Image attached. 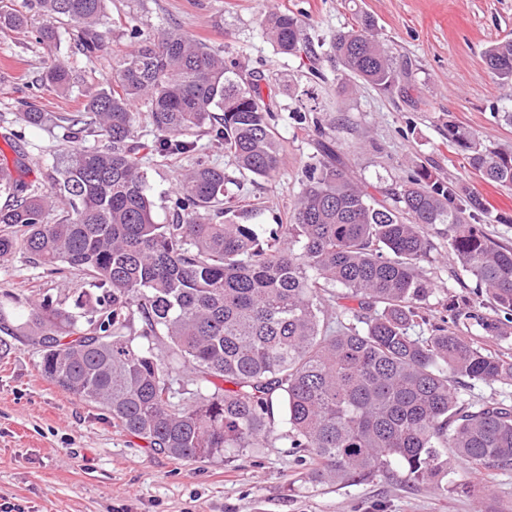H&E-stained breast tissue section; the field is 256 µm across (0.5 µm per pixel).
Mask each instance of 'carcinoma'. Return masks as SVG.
Here are the masks:
<instances>
[{"label":"carcinoma","mask_w":512,"mask_h":512,"mask_svg":"<svg viewBox=\"0 0 512 512\" xmlns=\"http://www.w3.org/2000/svg\"><path fill=\"white\" fill-rule=\"evenodd\" d=\"M106 2L0 0V30L22 31L39 16V42L52 45L56 23L70 21L76 48L91 58L102 48ZM260 27L277 52L312 59L296 15L272 10ZM129 37L136 46L118 58L107 87L86 91L83 110L25 104L19 112L31 126L62 129L67 146L48 173L50 192L0 175V225L10 227L0 233V258L21 251L49 275L77 269L93 291L70 302L46 294L15 325L9 305L20 299L7 294L0 328L38 349L53 384L175 459L226 460L266 447L279 403L282 438L316 483L358 484L395 461L407 481L444 495L450 448L474 468L511 466L512 407L472 406L458 390L462 378L512 386V357L460 330L469 323L504 336L512 323V248L467 221L488 214L483 200L461 203L453 183L421 167L389 207L348 180L329 139L303 172L290 223L264 240L253 223L261 207L232 203L229 185L238 181L202 160L177 183L173 222L157 224L134 105L147 108L153 153H192L204 134L241 176L269 179L282 162L277 93L262 84L264 73L242 79L223 50L177 28L144 40L134 28ZM330 47L350 77L408 96L407 74L370 15L356 14ZM485 62L512 85L511 39L492 45ZM70 81L56 60L38 87L61 93ZM88 136L97 142L68 146ZM448 142L484 180L512 185V151L483 145L461 125L448 126ZM56 197L67 214L51 222ZM433 224L450 225V249L503 318L456 295L446 317L422 311L432 289L418 263ZM176 380L194 386L188 400L177 399ZM475 497L483 512H498L487 487Z\"/></svg>","instance_id":"cac0c4a2"}]
</instances>
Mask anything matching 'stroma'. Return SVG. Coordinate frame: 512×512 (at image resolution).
Returning a JSON list of instances; mask_svg holds the SVG:
<instances>
[{
    "instance_id": "stroma-1",
    "label": "stroma",
    "mask_w": 512,
    "mask_h": 512,
    "mask_svg": "<svg viewBox=\"0 0 512 512\" xmlns=\"http://www.w3.org/2000/svg\"><path fill=\"white\" fill-rule=\"evenodd\" d=\"M271 10L304 20L321 78L299 59L278 54L263 37L260 18ZM359 12L373 17L397 67L408 71V97L354 80L330 57V36ZM40 25L36 19L24 32L0 31V164L8 150L4 135L18 134L26 179L42 190L50 188L47 173L63 144L62 131L19 121V101L44 112L82 109L85 90L102 83L114 58L133 48L131 27L148 38L177 27L224 48L242 73L260 71L288 84L278 97V174L242 181L234 190L240 201L262 206L257 222L263 229L288 223L304 168L327 135L350 180L377 201L391 203L409 173L427 168L435 178L481 196L489 213L478 224L512 247V224L490 219L494 213L512 215V187L485 182L448 142L449 125L458 124L485 145L512 151V126L497 118L512 111V97L484 61L490 45L512 38V0H107L104 45L91 59L77 52L73 23L60 24L59 40L50 47L35 39ZM56 59L71 71L64 95L34 86ZM305 89L317 95V111H301ZM207 143L200 138L194 154L177 159L150 157L157 223H171L172 190L196 158L224 164ZM448 235L447 225L428 227L431 249L419 263L433 286L425 308L435 318L444 315L449 296L475 291ZM85 287L81 273L46 275L21 252L0 261V295L70 299ZM39 364V351L17 339L0 346V506L20 512H476L469 488L487 484L496 491L500 512H512V467L475 469L454 457L448 460L454 489L445 496L405 482L397 469L357 485L311 483L308 468L289 455L279 420L269 447L229 461L177 460L115 427L105 410L62 391Z\"/></svg>"
}]
</instances>
